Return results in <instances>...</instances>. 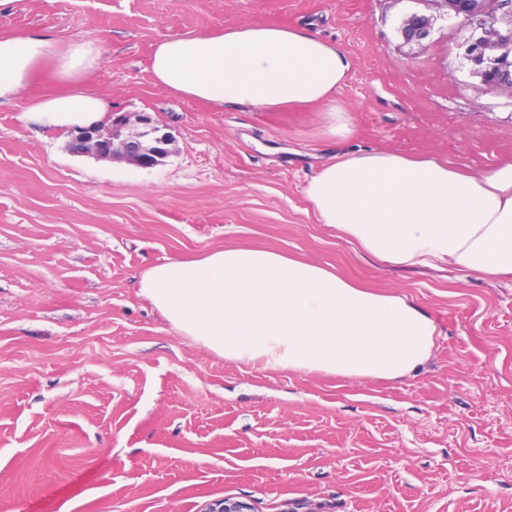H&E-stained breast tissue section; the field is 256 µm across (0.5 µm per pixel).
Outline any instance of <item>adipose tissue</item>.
Segmentation results:
<instances>
[{"label": "adipose tissue", "instance_id": "adipose-tissue-1", "mask_svg": "<svg viewBox=\"0 0 512 512\" xmlns=\"http://www.w3.org/2000/svg\"><path fill=\"white\" fill-rule=\"evenodd\" d=\"M101 53L92 40L63 45L0 34V102L27 99V121L45 128L101 125L110 104L85 86ZM46 68L61 91L28 98ZM150 71L157 86L213 109L322 106L330 137L352 132L336 105L349 60L336 44L295 26L175 36L155 46ZM305 195L320 223L382 263L512 276V163L469 175L439 158L367 151L325 164ZM140 293L182 335L259 370L397 380L430 359L439 335L435 320L407 297L270 250L170 258L144 272Z\"/></svg>", "mask_w": 512, "mask_h": 512}]
</instances>
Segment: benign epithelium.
Here are the masks:
<instances>
[{"label": "benign epithelium", "instance_id": "7a95c632", "mask_svg": "<svg viewBox=\"0 0 512 512\" xmlns=\"http://www.w3.org/2000/svg\"><path fill=\"white\" fill-rule=\"evenodd\" d=\"M444 4L449 25L471 29L464 54L471 74L492 89L512 91V66L501 54L512 45V0H444ZM431 28V18L414 14L402 32L407 38L421 39ZM129 126L130 116L116 113L107 129L70 131L68 148L74 154L121 158L140 168L156 166L169 153L171 135L147 113L136 115L134 131H127Z\"/></svg>", "mask_w": 512, "mask_h": 512}]
</instances>
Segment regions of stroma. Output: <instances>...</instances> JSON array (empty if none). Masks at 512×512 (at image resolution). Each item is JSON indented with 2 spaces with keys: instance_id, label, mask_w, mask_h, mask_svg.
Wrapping results in <instances>:
<instances>
[{
  "instance_id": "obj_1",
  "label": "stroma",
  "mask_w": 512,
  "mask_h": 512,
  "mask_svg": "<svg viewBox=\"0 0 512 512\" xmlns=\"http://www.w3.org/2000/svg\"><path fill=\"white\" fill-rule=\"evenodd\" d=\"M442 0H17L0 34L94 40L88 84L150 113L169 153L143 169L77 155L0 105V512H512V278L383 265L305 197L334 155L512 161V92L464 58ZM429 37L406 40L412 14ZM293 25L343 49L324 108L211 109L156 86L175 36ZM263 248L404 294L441 332L396 381L258 371L181 335L139 293L171 257Z\"/></svg>"
}]
</instances>
